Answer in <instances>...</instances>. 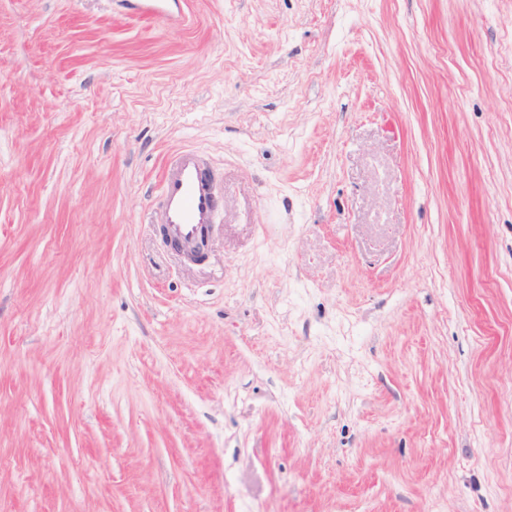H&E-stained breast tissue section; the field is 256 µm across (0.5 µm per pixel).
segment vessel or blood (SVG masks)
Wrapping results in <instances>:
<instances>
[{"mask_svg": "<svg viewBox=\"0 0 512 512\" xmlns=\"http://www.w3.org/2000/svg\"><path fill=\"white\" fill-rule=\"evenodd\" d=\"M132 10L141 16L161 17L182 26L186 16L180 0H131ZM219 208L214 174L197 150L175 152L162 182L159 221L171 240L192 251L202 229L214 223Z\"/></svg>", "mask_w": 512, "mask_h": 512, "instance_id": "b4317fda", "label": "vessel or blood"}]
</instances>
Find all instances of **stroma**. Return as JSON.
<instances>
[{
	"label": "stroma",
	"instance_id": "1",
	"mask_svg": "<svg viewBox=\"0 0 512 512\" xmlns=\"http://www.w3.org/2000/svg\"><path fill=\"white\" fill-rule=\"evenodd\" d=\"M184 2L0 0V512H512V0ZM132 10L141 16L162 17L174 26H183L186 16L180 9V0H130ZM218 208L214 174L207 159L194 149L175 152L162 182L159 211V222L166 224L168 237L190 254L202 229L214 224ZM207 248L208 231H204L193 251L205 254Z\"/></svg>",
	"mask_w": 512,
	"mask_h": 512
}]
</instances>
